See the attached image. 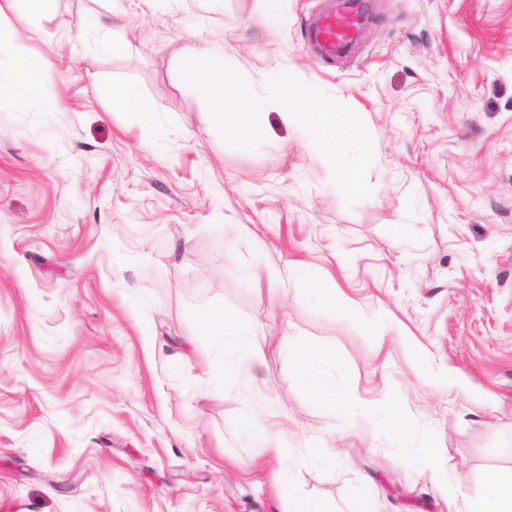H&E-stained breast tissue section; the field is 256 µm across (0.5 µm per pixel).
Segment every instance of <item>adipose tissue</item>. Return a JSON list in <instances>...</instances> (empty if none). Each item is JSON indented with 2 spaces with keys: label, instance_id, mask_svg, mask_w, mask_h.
<instances>
[{
  "label": "adipose tissue",
  "instance_id": "1",
  "mask_svg": "<svg viewBox=\"0 0 512 512\" xmlns=\"http://www.w3.org/2000/svg\"><path fill=\"white\" fill-rule=\"evenodd\" d=\"M13 51L23 57L22 69L5 71L0 69V101L25 102L36 89V79L41 67L38 59L28 57L21 43H13ZM200 333L209 342L223 346L225 368L232 374H239L250 364L263 361L267 340L258 329L224 311L223 308H208L198 315ZM297 372L309 391L324 402H337L340 389L326 382L322 376L323 367L332 360L331 354L304 342L292 347ZM466 512H512V478L498 476L488 478L482 493L470 497Z\"/></svg>",
  "mask_w": 512,
  "mask_h": 512
}]
</instances>
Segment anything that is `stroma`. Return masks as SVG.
<instances>
[{
    "label": "stroma",
    "instance_id": "stroma-1",
    "mask_svg": "<svg viewBox=\"0 0 512 512\" xmlns=\"http://www.w3.org/2000/svg\"><path fill=\"white\" fill-rule=\"evenodd\" d=\"M321 4L0 18L45 61L33 98L0 102V512H356L361 493L367 512H448L512 475V0H371L335 60L304 47ZM205 45L259 95L287 72L354 112L370 195L346 203L277 104L255 150L225 143L176 65ZM288 264L322 270L346 309ZM215 306L266 332L264 362L225 371L196 321ZM297 340L333 352L344 403L304 386ZM428 448L456 466L447 488Z\"/></svg>",
    "mask_w": 512,
    "mask_h": 512
}]
</instances>
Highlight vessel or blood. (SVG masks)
I'll return each instance as SVG.
<instances>
[{
    "label": "vessel or blood",
    "instance_id": "vessel-or-blood-1",
    "mask_svg": "<svg viewBox=\"0 0 512 512\" xmlns=\"http://www.w3.org/2000/svg\"><path fill=\"white\" fill-rule=\"evenodd\" d=\"M368 18L366 0H332L329 8L313 17L306 46L323 59L351 49Z\"/></svg>",
    "mask_w": 512,
    "mask_h": 512
}]
</instances>
